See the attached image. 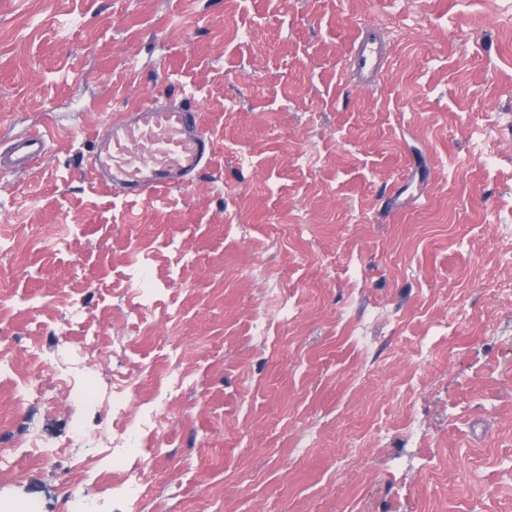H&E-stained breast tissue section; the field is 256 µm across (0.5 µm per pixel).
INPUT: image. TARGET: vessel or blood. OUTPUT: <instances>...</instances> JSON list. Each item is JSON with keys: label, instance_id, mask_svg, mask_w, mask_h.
<instances>
[{"label": "vessel or blood", "instance_id": "b4317fda", "mask_svg": "<svg viewBox=\"0 0 512 512\" xmlns=\"http://www.w3.org/2000/svg\"><path fill=\"white\" fill-rule=\"evenodd\" d=\"M389 52L374 26L359 28L348 51V69L363 87L376 90ZM48 135L39 129L19 134L0 153V174L37 165L48 152ZM202 115L189 97L152 94L109 121L86 159L92 181L150 205L174 189L189 188L214 153Z\"/></svg>", "mask_w": 512, "mask_h": 512}]
</instances>
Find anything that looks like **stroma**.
I'll use <instances>...</instances> for the list:
<instances>
[{
    "label": "stroma",
    "mask_w": 512,
    "mask_h": 512,
    "mask_svg": "<svg viewBox=\"0 0 512 512\" xmlns=\"http://www.w3.org/2000/svg\"><path fill=\"white\" fill-rule=\"evenodd\" d=\"M364 25L391 50L374 94L346 75ZM185 89L215 141L189 189L86 176L103 117ZM43 127L0 177V358L86 346L137 406L189 373L146 512H512V0H0V147ZM409 167L423 199L389 203ZM19 380L2 451L111 424ZM71 467L18 460L0 494L61 512ZM48 135L40 130H28L12 140L5 153H0L1 176L24 172L37 165L48 152ZM132 284L138 289L144 304L148 305L154 296V278L149 267L143 265L134 269L130 277Z\"/></svg>",
    "instance_id": "obj_1"
}]
</instances>
